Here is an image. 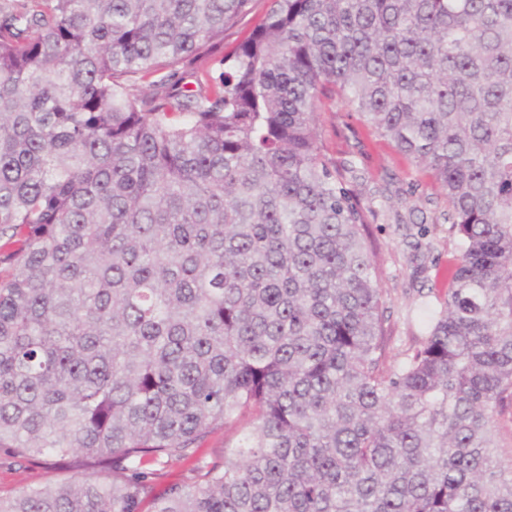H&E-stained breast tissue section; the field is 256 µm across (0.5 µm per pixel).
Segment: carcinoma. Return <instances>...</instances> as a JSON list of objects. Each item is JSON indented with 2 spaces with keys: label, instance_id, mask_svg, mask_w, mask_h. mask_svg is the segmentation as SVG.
Instances as JSON below:
<instances>
[{
  "label": "carcinoma",
  "instance_id": "1",
  "mask_svg": "<svg viewBox=\"0 0 512 512\" xmlns=\"http://www.w3.org/2000/svg\"><path fill=\"white\" fill-rule=\"evenodd\" d=\"M251 8H0V448L109 472L0 512H512V0H268L224 52ZM338 103L433 172L459 244L388 369ZM266 7L267 0L253 1L251 12L243 16L235 26L224 31V47L229 49L238 43L252 29ZM497 440L505 458L512 456V406L507 405L497 418ZM248 422L249 420L245 418L225 430L224 427L215 430L204 444V448H206L209 458L224 455V446H235L238 444L242 435L249 428Z\"/></svg>",
  "mask_w": 512,
  "mask_h": 512
}]
</instances>
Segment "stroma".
I'll list each match as a JSON object with an SVG mask.
<instances>
[{"mask_svg": "<svg viewBox=\"0 0 512 512\" xmlns=\"http://www.w3.org/2000/svg\"><path fill=\"white\" fill-rule=\"evenodd\" d=\"M322 138L330 156L353 161L358 196L376 216L367 228L385 299V367L399 364L416 346L448 290V270L459 257L457 240L440 221V186L431 172L380 137L357 114L333 106L322 115ZM72 463L46 456L13 457L0 449V495L77 478Z\"/></svg>", "mask_w": 512, "mask_h": 512, "instance_id": "stroma-1", "label": "stroma"}]
</instances>
